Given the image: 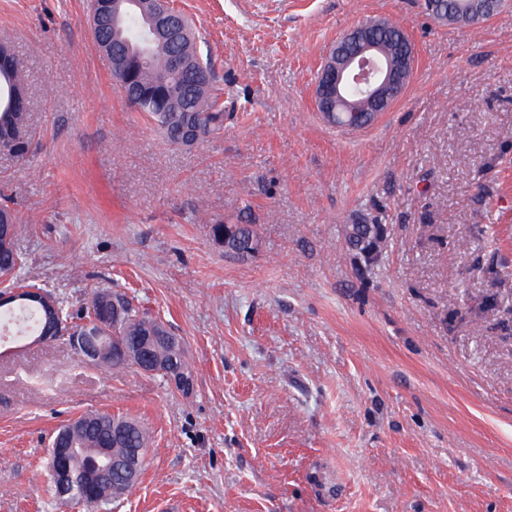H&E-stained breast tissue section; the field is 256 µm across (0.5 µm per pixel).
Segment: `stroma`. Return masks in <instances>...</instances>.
I'll return each mask as SVG.
<instances>
[{
    "instance_id": "stroma-1",
    "label": "stroma",
    "mask_w": 512,
    "mask_h": 512,
    "mask_svg": "<svg viewBox=\"0 0 512 512\" xmlns=\"http://www.w3.org/2000/svg\"><path fill=\"white\" fill-rule=\"evenodd\" d=\"M224 90V132L173 149L111 79L89 0H0L29 160L0 151L25 281L96 288L171 325L191 395L68 341L0 357V512L45 496L52 433L134 418L148 465L114 512H512V0L481 24L422 0H174ZM400 20L406 93L359 131L315 76L336 38ZM254 225L226 256L215 222ZM382 227L379 257L349 225ZM233 232L230 234L226 252L237 256H252L258 251L259 240L251 224H231Z\"/></svg>"
}]
</instances>
